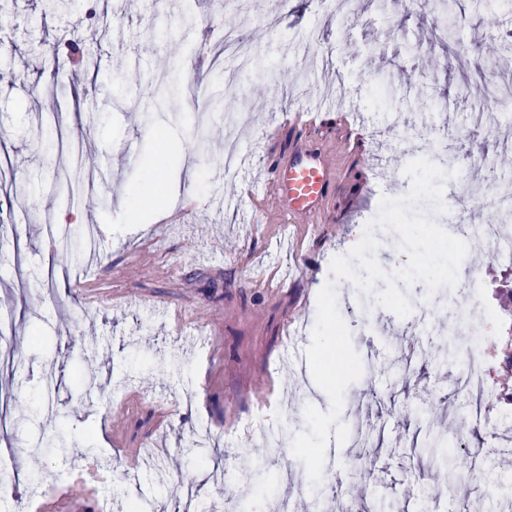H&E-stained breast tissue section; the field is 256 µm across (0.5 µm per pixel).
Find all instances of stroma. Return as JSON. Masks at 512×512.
Returning a JSON list of instances; mask_svg holds the SVG:
<instances>
[{
    "instance_id": "35a3bbf8",
    "label": "stroma",
    "mask_w": 512,
    "mask_h": 512,
    "mask_svg": "<svg viewBox=\"0 0 512 512\" xmlns=\"http://www.w3.org/2000/svg\"><path fill=\"white\" fill-rule=\"evenodd\" d=\"M420 2L112 0L107 14L75 0L46 20L41 0H0V143L15 145L0 179V307L22 312L23 355L0 370L12 476L0 512H29L36 489L58 512L128 499L141 512H281L287 499L336 512L347 497L356 512H428L410 478H444L445 459L467 453L428 454L427 420L400 415L427 387L443 394V425L457 414L454 365L436 366L406 328L418 313L444 319L456 263L502 278L487 244L443 230L452 191L474 192L471 223L493 222L479 159L512 170V110L473 79L491 68L512 82L498 37L512 14L458 0L448 41ZM214 15L256 56L232 90L223 64L194 58L198 22ZM76 36L96 83L69 75ZM427 129L474 165L415 164L398 142ZM303 137L339 167L307 226L275 210L267 178ZM77 146L98 163L97 188L65 203L54 173ZM70 212L84 223H60ZM382 227L399 253L374 243ZM337 264L351 282L332 280ZM355 310L373 317L357 333ZM315 377L327 395L312 407ZM281 456L290 480L237 483Z\"/></svg>"
}]
</instances>
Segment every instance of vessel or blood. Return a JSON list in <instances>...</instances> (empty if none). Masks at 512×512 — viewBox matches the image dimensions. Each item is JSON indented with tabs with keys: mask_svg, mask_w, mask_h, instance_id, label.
<instances>
[{
	"mask_svg": "<svg viewBox=\"0 0 512 512\" xmlns=\"http://www.w3.org/2000/svg\"><path fill=\"white\" fill-rule=\"evenodd\" d=\"M335 177V167L327 154L270 170L274 199L291 222L307 223L327 201L326 187Z\"/></svg>",
	"mask_w": 512,
	"mask_h": 512,
	"instance_id": "1",
	"label": "vessel or blood"
}]
</instances>
